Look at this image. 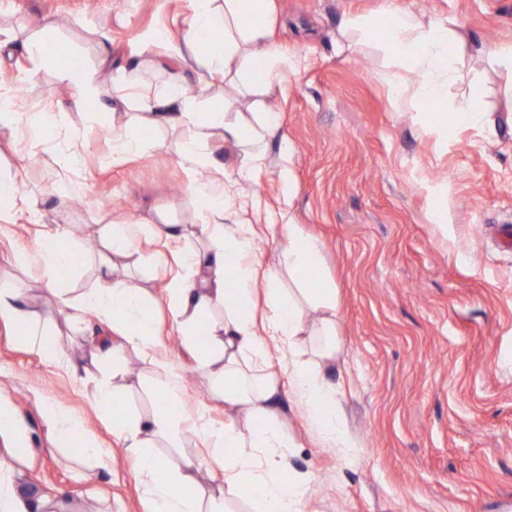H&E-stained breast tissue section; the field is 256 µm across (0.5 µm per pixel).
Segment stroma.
I'll use <instances>...</instances> for the list:
<instances>
[{
    "mask_svg": "<svg viewBox=\"0 0 512 512\" xmlns=\"http://www.w3.org/2000/svg\"><path fill=\"white\" fill-rule=\"evenodd\" d=\"M427 17L445 16L465 35L452 65L456 97L478 85L486 105L512 109V72L497 66L499 47L512 45V0H400ZM385 0H275L271 39L305 58L304 69L256 97L241 93L238 119L256 124L260 113L280 116L267 144L269 167L259 181L239 185L259 204L264 223L256 255L276 265L288 226L317 240L319 264L305 280L336 290V361L323 369L335 388L336 411L358 455L342 458L291 386L281 395L290 475L308 478L302 512H512V131L491 138L451 121L429 126L413 105L396 106L385 83L390 62L382 44L335 53L347 15H377ZM195 0H0V27L42 37L46 58L5 59L23 76L24 111L41 114V128L23 129L19 149L41 138L44 150L20 183L35 197L48 224L72 225L79 241L98 225L136 224L165 212L171 223L194 222V202L177 145L190 130L146 128L142 149L116 162L108 134L116 86L104 78L95 96L74 101L66 71L72 61L94 67L110 50L114 69L141 59L131 46L148 29L169 32L151 57L173 53ZM62 125L84 140L76 183L62 184L49 153ZM294 155L295 193L285 200L279 177L282 140ZM445 222H437L438 214ZM32 225L0 237V278L39 294L41 318L54 343L73 361L94 349L95 335L61 314L43 290L39 265L17 263L35 253ZM132 275L149 289L163 327L160 350L181 379L177 412L196 407L223 422L224 390L205 377L186 339L172 326L165 293L169 267L144 248ZM15 327L0 321V403L15 412L14 429L0 431V451H17L13 477L48 495L55 512H145L146 489L134 464L101 418L94 389L112 372L111 360L70 376L43 364L19 345ZM127 392L121 414L159 411L162 379L145 373L127 352ZM56 404L82 418L87 433L112 454L102 471L82 463L77 449L58 447L43 410Z\"/></svg>",
    "mask_w": 512,
    "mask_h": 512,
    "instance_id": "1",
    "label": "stroma"
}]
</instances>
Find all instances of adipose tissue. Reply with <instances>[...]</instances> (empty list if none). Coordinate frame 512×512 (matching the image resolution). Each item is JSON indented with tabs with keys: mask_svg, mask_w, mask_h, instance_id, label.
<instances>
[{
	"mask_svg": "<svg viewBox=\"0 0 512 512\" xmlns=\"http://www.w3.org/2000/svg\"><path fill=\"white\" fill-rule=\"evenodd\" d=\"M272 0H196L186 20L183 44L174 52L177 62L191 69L201 88L212 73L219 72L231 90L223 101L203 98L180 85L150 94L139 93L141 71L120 73L126 90L117 97L112 120V159L121 161L140 151L135 127H189L191 135L179 148L187 187L197 205L196 233L205 239V250L190 248L182 225L158 216L153 224H103L98 238L104 249L96 258L94 285L72 293L66 279L82 249L70 225L43 223L36 198L20 195L15 178L23 174L38 144L18 157L16 175L0 178V224H30L35 228L38 250L34 260L44 269L50 291L55 293L74 323L96 322L108 329L101 357L111 358L112 377L100 382L95 399L102 414H109L116 394L125 387L122 359L135 351L144 367L161 378H172L168 363L157 349L162 335L149 307L147 288L121 277L127 261L142 243L157 245L159 261L175 259L176 271L166 288L174 325L194 343L198 331L207 335L206 347L193 353L203 374L224 387V408L229 413L223 426L210 425L198 412L195 435L200 443L195 454L170 463L155 451L158 441L177 445L182 420L170 410L121 420L114 433L126 455L136 463V476L148 488V512H226L244 490H251L257 512H300L304 481L287 477L288 440L280 421L279 375H287L319 421L324 437L343 455L355 444L336 423L334 392L321 372L299 359V348L310 343L318 360L336 359V297L332 288H308L298 284L281 291L275 283L280 269L298 279L320 261L316 242L289 230L288 244L278 266L265 265L253 252L259 227L245 220L248 202L239 192L240 181H256L268 168L266 141L278 131L275 114L263 113L255 126L239 122L235 112L238 85L258 74L261 90L280 84L283 73H297L299 56L282 52L268 40ZM343 33L359 40L382 37L394 62L386 75L390 96L398 102L414 97L422 101L451 103L455 124L496 131L497 121L485 106L478 86H470L456 101H449L448 86L456 79L450 64L456 33L444 17L421 19L388 0L374 18L348 17ZM14 78L0 67V136L15 138L20 128L40 122L36 113L18 111L12 98ZM234 142L244 148L242 166L229 176L214 155L216 141ZM210 174L198 179L199 167ZM267 285L259 294V285ZM36 297L30 290L0 285V320L14 323L24 349L36 352L47 364L67 373L75 367L59 352L37 318ZM223 310L214 318L215 310ZM45 417L59 447H77L96 467L111 469L112 457L88 439L83 419L50 404ZM217 464L224 473L220 501L206 500L195 491L197 468ZM12 456L0 455V512H52L46 496L12 480Z\"/></svg>",
	"mask_w": 512,
	"mask_h": 512,
	"instance_id": "obj_1",
	"label": "adipose tissue"
}]
</instances>
